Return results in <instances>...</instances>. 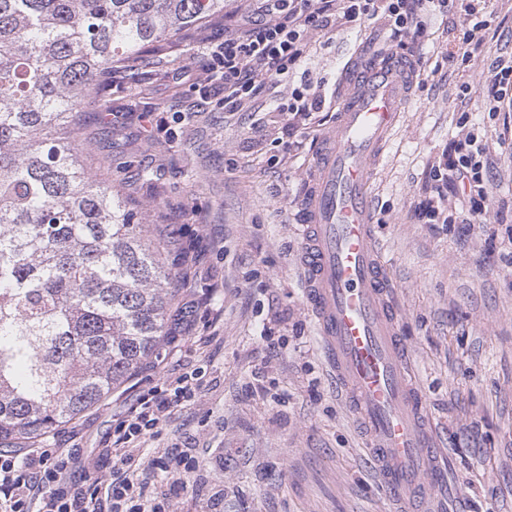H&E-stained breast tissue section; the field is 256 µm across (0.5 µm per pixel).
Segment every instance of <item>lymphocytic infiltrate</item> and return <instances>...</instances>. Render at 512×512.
<instances>
[{"instance_id":"lymphocytic-infiltrate-1","label":"lymphocytic infiltrate","mask_w":512,"mask_h":512,"mask_svg":"<svg viewBox=\"0 0 512 512\" xmlns=\"http://www.w3.org/2000/svg\"><path fill=\"white\" fill-rule=\"evenodd\" d=\"M496 0H481V9L459 0H256L255 21L225 35L223 43L206 45L207 65L189 72L193 85L224 88V105L235 109L254 98L266 82L290 72L304 56L312 32H330L336 25L360 22L382 14L391 37L399 42L420 34L423 19L463 8L462 40L482 39L491 29ZM481 106L490 117H502L497 138L500 155L512 159V56L497 57L488 66ZM489 147L474 133L453 142L430 171V196L414 208L418 223L435 224L449 195L467 198L469 223L486 221L489 201ZM203 387L199 370L166 373L154 380L127 413L117 418L112 443L100 456L119 457L117 470L80 488L74 469L94 468L93 458L76 449L46 444L22 448L0 461V512H166L138 477L144 463L138 453L145 437L157 435L175 407L193 400Z\"/></svg>"}]
</instances>
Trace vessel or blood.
Returning a JSON list of instances; mask_svg holds the SVG:
<instances>
[{"instance_id": "1", "label": "vessel or blood", "mask_w": 512, "mask_h": 512, "mask_svg": "<svg viewBox=\"0 0 512 512\" xmlns=\"http://www.w3.org/2000/svg\"><path fill=\"white\" fill-rule=\"evenodd\" d=\"M414 67L403 50L347 68L336 123L317 145L297 225L306 304L346 407L367 434L369 464L387 499L424 512L439 437L409 375L394 284L370 224L373 166L398 122Z\"/></svg>"}]
</instances>
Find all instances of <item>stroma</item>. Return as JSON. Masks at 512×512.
Here are the masks:
<instances>
[{"label":"stroma","instance_id":"obj_1","mask_svg":"<svg viewBox=\"0 0 512 512\" xmlns=\"http://www.w3.org/2000/svg\"><path fill=\"white\" fill-rule=\"evenodd\" d=\"M245 5L225 0L223 14L169 42L177 64L147 58L110 104L93 99L80 114L87 164H111L115 189L147 209L191 318L158 364L48 440L89 455L151 379L199 367L198 398L139 450L147 461L175 444L199 459L183 476L144 470L170 512H392L306 309L292 229L315 142L337 110L340 72L351 57L389 53V26L379 15L310 35L301 72L229 112L223 92L203 95L181 71L206 63L197 35L222 42ZM496 11L495 36L478 46L463 43L456 10L408 40L417 79L372 180L409 371L445 450L435 492L449 512H512V161L494 159L486 224H467L460 198L448 201L445 224L416 223L413 209L431 164L468 125L496 141L480 102L488 65L512 53V0ZM451 53L457 66L445 61ZM297 88L323 105L317 123L292 135L283 106ZM264 327L278 352L260 341Z\"/></svg>","mask_w":512,"mask_h":512}]
</instances>
